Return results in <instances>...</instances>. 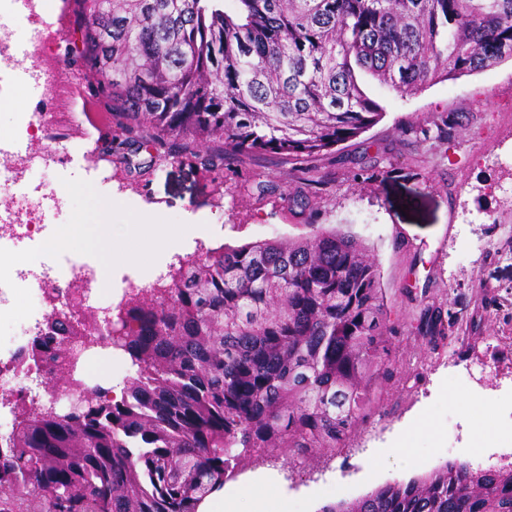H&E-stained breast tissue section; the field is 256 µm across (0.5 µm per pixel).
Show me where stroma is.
<instances>
[{
    "label": "stroma",
    "instance_id": "stroma-1",
    "mask_svg": "<svg viewBox=\"0 0 512 512\" xmlns=\"http://www.w3.org/2000/svg\"><path fill=\"white\" fill-rule=\"evenodd\" d=\"M55 11L64 17V32L45 45L43 58L69 76L76 93L63 100L28 91L31 115L51 112L56 120L35 125L27 138L9 135L4 144L19 156L32 144L45 150V164L27 184L62 199L42 212L49 235L72 240L75 226L96 221L106 203L125 250L136 251L134 225L144 212L167 224L169 248L113 267V290L127 278H156L206 248L335 227L354 235L378 262L393 312L412 319L407 291L427 286L466 326L463 349L451 342L433 351L417 337L399 336L375 414L357 425L332 460L317 464L282 449L288 471L244 468L225 484L226 493L242 501L259 498L265 512H318L325 501L352 500L388 482L425 476L464 448H491L498 468L512 463V450L498 442L512 427L511 61L407 96L359 73L362 90L383 117L323 157V184L307 183L288 161L264 155L226 166L219 186L198 162L213 150L210 142L154 166L153 149L140 132L123 147L125 164L105 161L114 129L91 124L86 112L106 113L110 106L92 91V77L64 37L74 27L72 5L56 0ZM443 118L456 124L448 140L434 129ZM258 172L266 175L267 188L258 187ZM193 220L201 225L199 235L181 239L182 224ZM486 291L498 308L483 307ZM466 368L475 385L464 384ZM471 393L489 398L484 412L465 406ZM403 440L409 446L404 457L385 455Z\"/></svg>",
    "mask_w": 512,
    "mask_h": 512
}]
</instances>
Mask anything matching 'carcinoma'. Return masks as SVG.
<instances>
[{
  "label": "carcinoma",
  "instance_id": "cac0c4a2",
  "mask_svg": "<svg viewBox=\"0 0 512 512\" xmlns=\"http://www.w3.org/2000/svg\"><path fill=\"white\" fill-rule=\"evenodd\" d=\"M74 0L78 57L112 116L160 146L219 143L222 160L313 162L382 117L365 71L401 94L512 60V0ZM112 308L129 356L120 399L22 410L0 440V512H198L254 452L313 460L375 413L394 339L435 350L457 320L424 289L391 321L355 236L221 245ZM45 329L24 360L69 380ZM319 512H512V469L448 462Z\"/></svg>",
  "mask_w": 512,
  "mask_h": 512
}]
</instances>
